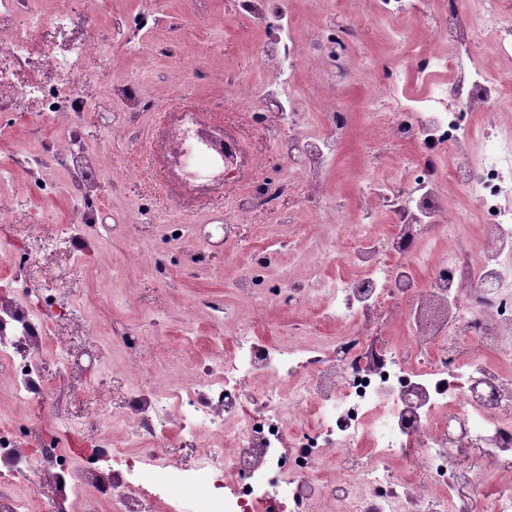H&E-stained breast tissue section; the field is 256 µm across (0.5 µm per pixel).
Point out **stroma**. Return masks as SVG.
<instances>
[{"label": "stroma", "instance_id": "1", "mask_svg": "<svg viewBox=\"0 0 512 512\" xmlns=\"http://www.w3.org/2000/svg\"><path fill=\"white\" fill-rule=\"evenodd\" d=\"M57 8L69 18L65 31L33 28V13ZM292 15L308 34L343 20L363 23L357 62L364 66L385 54L383 28L369 18L365 0H292ZM27 30L39 44H98L70 80L87 101L79 133L97 152L102 180L83 187L99 207L73 248L20 263L16 246L59 238L69 224V189L77 179L58 167H25L24 158L41 153L59 134L40 117L39 103L0 112V225L14 238L13 245H0V303L24 301L40 315L50 312L53 300L69 305L41 339L40 402L16 403L8 369L0 365V421L25 424L23 448L51 439L66 448L78 436L89 447L107 448L113 420L129 418L136 392L161 393L167 379L189 385L217 359L213 337L232 347L242 320H250L266 344L313 343L309 310L242 295L238 267L261 250L271 260L270 281L285 273L313 288L312 258L332 231L316 227L307 210L311 184L302 173L295 176L293 196L281 197L257 222H241L231 208L257 177L276 174L275 166L258 162L275 155L286 124L274 105L252 120L225 89L229 78L243 94L267 79L259 46L269 31L240 9L239 0H29L0 11V50ZM111 84L133 88L151 109L129 117L120 101L109 99ZM371 91L362 73L344 86L307 68L299 75L296 92L306 106L335 98L356 115L334 151L323 186L326 207H356L358 194L349 181L355 169L390 168L401 180L398 163L415 151L401 144L367 151ZM189 121L236 146L237 178L192 184L168 163L167 146ZM45 277L57 281L53 299L27 295ZM124 330L138 334L137 355H128L119 339ZM85 467V458L76 456L70 470L43 480L30 493V512H55L60 505L66 512H115L111 491L74 490L73 473Z\"/></svg>", "mask_w": 512, "mask_h": 512}]
</instances>
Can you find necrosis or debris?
<instances>
[{
    "mask_svg": "<svg viewBox=\"0 0 512 512\" xmlns=\"http://www.w3.org/2000/svg\"><path fill=\"white\" fill-rule=\"evenodd\" d=\"M379 15L412 18L422 35L414 41L399 33L392 38L386 66H373L374 92L368 110L375 122L369 146L407 143L416 151L409 158V177L401 189L386 178L360 179L361 220L385 212L392 224L387 251L357 234L347 253L361 278L348 281L320 270L329 299L319 319L356 324V331L339 339L333 350L307 345L284 351L260 343L250 327L239 330L223 359L197 376L189 391L168 389L166 397L140 396L139 439L149 447L132 453L125 443L100 452L101 469L94 481L79 479V489L112 482L121 512H310L313 500L335 496L343 512H447L454 492L475 489L487 469L512 462V378L502 365H512V295L500 280L504 262L512 257V124L501 120L498 104L512 96V82L477 62L482 41L494 43L501 59L512 61V11L502 0H375ZM362 33L356 24L336 32L335 54L320 50L322 33L304 35L293 21L280 23L275 40L265 43L260 58L274 81L245 99L247 111H258L272 88H291L302 67L336 72L349 83L354 74L351 47ZM7 51L18 61L39 67L75 69L87 58L85 42L64 53L35 49L29 33L17 34ZM445 70L452 83L438 82L416 103L400 94L405 74L426 78ZM22 97L44 103L46 116L66 131L53 141L59 164L91 162L93 154L67 123L85 103L75 88L54 90L32 83ZM481 112V126L468 115ZM325 133L311 131V121L296 99L288 101V128L281 154L303 162L312 184H319L335 145L347 136L351 112L338 103L322 109ZM177 169L192 180L223 176L230 147L209 138L199 128L184 125L168 147ZM455 186L486 214L479 260L463 249L445 252L432 265L429 285L419 288L410 257L415 245L435 249L444 237H456L463 218L448 203V186ZM292 176L259 180L232 203L238 217L257 219L266 205L292 193ZM400 317L412 342L407 351L395 349L384 334L389 321ZM46 321L33 318L16 304L0 306V364L9 367L16 400L23 405L39 399L42 352L40 338ZM488 350L484 365L464 358L468 345ZM423 368H416L415 359ZM271 379L259 399L260 419L246 414L241 399L256 376ZM292 377L291 398H283L276 383ZM236 428L226 454L199 457L189 469L157 452L171 426L182 439L200 432ZM372 439L375 453L363 458L360 448ZM338 456L344 471L339 482L318 474L319 452ZM399 459L417 474L408 490L392 478L390 459ZM0 512H29L27 496L14 485H37L53 468L64 466V450L22 453L0 425ZM203 485L199 497L173 499L177 487Z\"/></svg>",
    "mask_w": 512,
    "mask_h": 512,
    "instance_id": "necrosis-or-debris-1",
    "label": "necrosis or debris"
}]
</instances>
